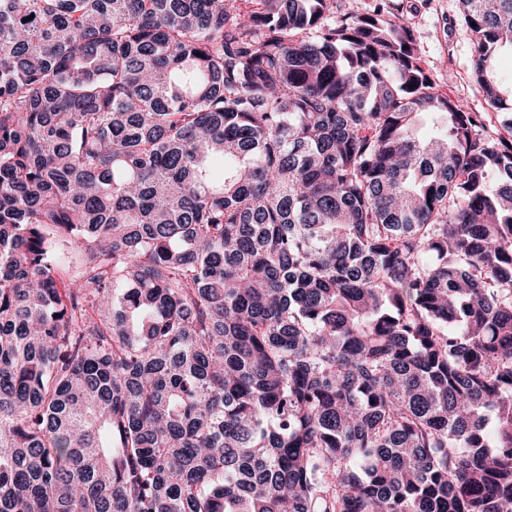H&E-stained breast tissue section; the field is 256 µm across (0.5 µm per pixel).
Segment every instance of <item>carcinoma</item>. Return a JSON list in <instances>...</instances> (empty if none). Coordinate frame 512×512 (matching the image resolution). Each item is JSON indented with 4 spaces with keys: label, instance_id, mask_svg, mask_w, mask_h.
<instances>
[{
    "label": "carcinoma",
    "instance_id": "1",
    "mask_svg": "<svg viewBox=\"0 0 512 512\" xmlns=\"http://www.w3.org/2000/svg\"><path fill=\"white\" fill-rule=\"evenodd\" d=\"M335 3L0 0V512H512V111Z\"/></svg>",
    "mask_w": 512,
    "mask_h": 512
}]
</instances>
